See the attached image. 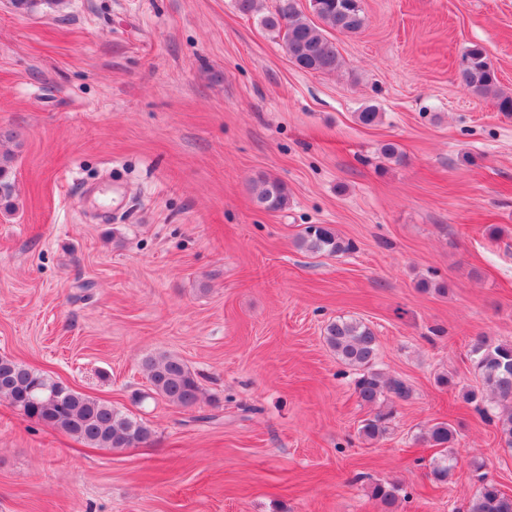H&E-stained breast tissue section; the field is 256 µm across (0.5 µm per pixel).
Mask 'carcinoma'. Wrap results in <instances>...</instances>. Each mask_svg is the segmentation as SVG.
<instances>
[{
    "mask_svg": "<svg viewBox=\"0 0 512 512\" xmlns=\"http://www.w3.org/2000/svg\"><path fill=\"white\" fill-rule=\"evenodd\" d=\"M309 12H304L301 0H278L276 9L259 13L261 0H236L238 10L245 15H257L259 23L281 38L290 61L307 72L331 73L339 66L335 44L327 30L356 34L364 26L361 0H307ZM460 83L474 96L492 97L498 111L512 112V93L500 88L495 70L488 62L485 50L474 44L463 54L458 70ZM258 206L282 210L288 206V191L275 179L264 178L254 186ZM305 251L323 254L344 253L352 244L341 240L324 225L306 226L297 240ZM324 342L343 365L358 371L354 391L358 399L373 408V416L365 419L359 434L369 441H378L388 433L393 412L382 407L395 397L405 401L411 388L400 378L376 370L377 338L374 331L361 321L336 319L324 330ZM470 358L482 389H463L461 397L468 404H490L500 410L498 417L501 440L512 448V343H496L487 336H477L470 344ZM151 391L166 402L192 408L202 397V388L182 358L163 353L145 360ZM24 415L98 448H128L147 441L152 431L141 419L116 409L112 404L86 396L62 386L35 372L28 366L0 357V397ZM457 432L441 421L427 426L424 439L440 449L433 458L430 474L436 483H445L458 467V457L452 452ZM400 485L376 483L371 497L388 508L395 506ZM469 512H512V496L486 478L473 498Z\"/></svg>",
    "mask_w": 512,
    "mask_h": 512,
    "instance_id": "cac0c4a2",
    "label": "carcinoma"
}]
</instances>
